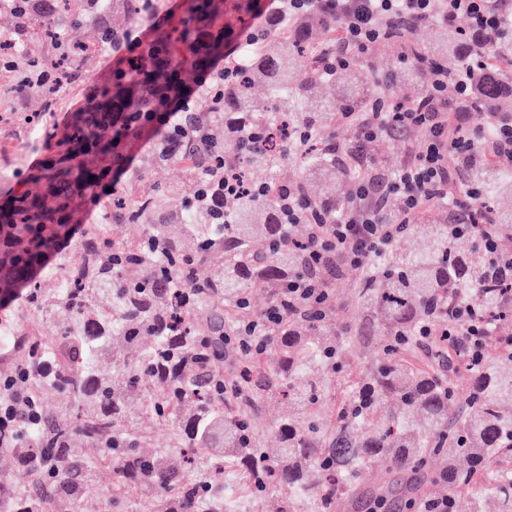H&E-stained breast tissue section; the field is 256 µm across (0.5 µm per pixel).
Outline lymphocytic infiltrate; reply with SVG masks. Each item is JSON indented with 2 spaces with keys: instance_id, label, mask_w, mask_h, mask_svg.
<instances>
[{
  "instance_id": "obj_1",
  "label": "lymphocytic infiltrate",
  "mask_w": 512,
  "mask_h": 512,
  "mask_svg": "<svg viewBox=\"0 0 512 512\" xmlns=\"http://www.w3.org/2000/svg\"><path fill=\"white\" fill-rule=\"evenodd\" d=\"M500 4L501 0H260L258 11L279 21L315 7L330 14L338 23L339 41L328 54L332 63L341 64L367 53L377 42L391 39L397 21L413 27L440 16L452 27L463 16L468 20L467 27L459 31L463 37L473 30L512 32V13L502 11ZM266 31V26L257 25L244 40H228L211 23L198 22L196 41L210 48L211 53L207 67L190 87L177 71L168 69L164 53L146 31L125 32L121 45L112 51L111 75L139 87L154 100L148 112L137 117L129 114L124 100L102 104L103 111L114 114L118 123L139 126L133 141L124 146L126 157H133L137 143L153 144L161 130L170 136L190 133L200 142H209L207 125L188 126V117L199 115L204 101L211 111H218L229 72L224 64L226 56L235 53L240 43H257ZM430 69L428 91L420 100L403 104L383 94L368 111L353 115L364 142L393 138L411 130L420 134L404 164L386 182L359 176L355 194L332 223L312 208L299 187L285 188V223L310 228L304 250L311 270L334 260L362 270L373 255L388 249L402 232L401 225L385 213L392 197L408 220L425 204L440 202L446 205L452 223H473L481 191L469 190L462 200L451 194L464 163L485 149L503 165L512 166V113L491 117L485 127L472 125L468 113L453 111L448 99L452 89L460 95L471 94L468 71H452L436 62ZM311 270L290 278L275 304L237 327L235 344L239 351L264 352L268 336L282 324L285 313L305 309L319 312L332 304L330 289ZM39 423L40 404L33 393L0 377V438L36 432Z\"/></svg>"
}]
</instances>
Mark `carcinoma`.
Returning a JSON list of instances; mask_svg holds the SVG:
<instances>
[{"instance_id": "1", "label": "carcinoma", "mask_w": 512, "mask_h": 512, "mask_svg": "<svg viewBox=\"0 0 512 512\" xmlns=\"http://www.w3.org/2000/svg\"><path fill=\"white\" fill-rule=\"evenodd\" d=\"M18 27L38 25L35 38L53 43L67 65L94 55L98 44H112L121 28H101L99 43H72L46 17L31 14L25 0H10ZM126 17L127 28L149 18L152 0H112ZM216 23L224 17V0H192L178 35L167 30L158 39L170 46L177 67L198 65L204 56L193 44V28L201 18ZM444 43L448 69H473L474 95L459 97L455 111L481 108L512 113V40L487 33L459 38L448 27L435 25ZM336 38V21L315 7L283 25L277 35L245 48L241 61L224 81V111L207 112L214 147L193 136L164 140L150 164L164 168L183 163L200 188L205 173H215L229 159L243 176H250L280 159L301 154L324 181L336 186L313 203L328 220L346 204L344 184L364 168L383 170L385 145L367 153L360 145L344 150L360 161L336 162L332 128L344 112H365L376 92L375 75L367 59L331 65L321 48ZM0 69L27 80L47 93L59 74L39 56L16 66L14 51L0 53ZM428 59L416 46L397 56L413 94L427 87L422 67ZM270 96H252L255 82ZM323 81L334 93L319 100L308 113L290 110L281 92L297 97ZM308 122L316 136L299 146L274 137L285 123ZM105 112H76L63 132L48 124L44 138L54 142L48 161L31 176L42 194H17L0 209V298L21 284L24 302L47 323L66 316L60 341L48 344L34 337L25 344L18 366L36 362L52 366V374L37 382L36 392L49 388L70 391L78 402L76 416L62 415L41 424L38 447L23 438L7 443L46 466L60 468L62 504L51 497L19 498L14 509L29 512H81L88 489L70 480L71 463L97 448L112 459L117 486L131 482L149 495V512H228L229 498L208 480L205 488L178 476L173 458L140 447L136 435L116 433L122 422L143 414L177 426V447L196 448L209 455V474L235 467L257 500L270 489L280 492L277 512H332L335 503L355 487L360 472L382 460L396 475L426 469L428 456L440 459L436 480L448 493L435 498L453 501L470 494L472 512H512V251L502 238L512 236V211L499 212L486 224H471L469 239L458 238L454 224H422L414 217L409 231L426 236L421 252L396 248L372 259L363 272L360 299L364 315L355 334L338 341L329 313L292 316L275 332L278 361L260 371L256 358L242 355L236 382L224 387L226 336L251 311L239 305L248 288H265L276 298L279 288L300 272V247L306 241L303 224L281 223L279 184L268 182L264 192L236 199L231 211L210 198L178 210L163 208L162 200L178 189L135 195L124 189L101 201L99 179L124 163L121 146L134 130L107 129ZM466 189H481L490 198L512 195V168L492 155L468 165ZM103 205L108 219L133 228V236L114 242L88 224L76 255L59 264L57 290L48 292L33 271L57 253L82 210ZM222 256L221 268L209 279L196 278L197 266ZM473 300L472 319L484 324V356L472 359L467 322L459 319L461 303ZM209 322L210 334L200 336L196 324ZM439 323L458 332L448 346L431 347L438 370L412 363L407 353L423 345L421 327ZM385 337L364 369H344L342 345L369 344ZM125 367L126 380L117 385L106 372L94 369L101 358ZM336 379V423L318 415L326 399L325 378ZM466 381V389L459 382ZM262 400L288 401V416L274 424L273 444L263 447L256 419L237 408L235 383Z\"/></svg>"}]
</instances>
